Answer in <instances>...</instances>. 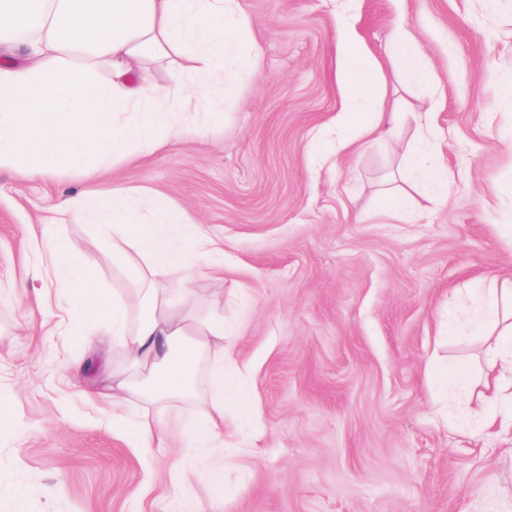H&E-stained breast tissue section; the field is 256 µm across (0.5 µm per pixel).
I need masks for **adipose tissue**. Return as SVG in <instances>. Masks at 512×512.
Returning a JSON list of instances; mask_svg holds the SVG:
<instances>
[{
    "label": "adipose tissue",
    "instance_id": "ef3b65f1",
    "mask_svg": "<svg viewBox=\"0 0 512 512\" xmlns=\"http://www.w3.org/2000/svg\"><path fill=\"white\" fill-rule=\"evenodd\" d=\"M250 29L238 0H0V53L25 47L21 62L0 64V169L43 176L81 168L92 154L120 159L183 140L196 115L213 114L222 104L200 100L193 78L230 93L235 70L256 67ZM339 44L353 105L366 96L363 78L376 68L351 39L340 37ZM176 56L188 64L172 70L167 83L148 79L149 61ZM133 198L127 188L96 190L63 200L56 212L60 222L81 218L98 235L118 228L112 261L137 283L138 310L124 297L90 289L92 257L59 245L50 228L45 239L53 272L68 305L102 321L125 354L126 371L92 396L135 429L143 447H166L168 433L141 416V408L194 393V368L207 362L206 391L185 424L187 446L203 447L224 432L225 399L240 402L244 392L224 370L234 346L226 340L223 313L214 306L194 316L182 305L187 285L220 274L224 256L202 225L162 206L156 209L161 230L140 229ZM482 300L489 315L471 327L489 343V369L470 412L490 426L495 419L487 410L512 380V279L487 283Z\"/></svg>",
    "mask_w": 512,
    "mask_h": 512
}]
</instances>
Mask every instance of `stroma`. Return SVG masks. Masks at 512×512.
Here are the masks:
<instances>
[{"label":"stroma","mask_w":512,"mask_h":512,"mask_svg":"<svg viewBox=\"0 0 512 512\" xmlns=\"http://www.w3.org/2000/svg\"><path fill=\"white\" fill-rule=\"evenodd\" d=\"M259 65L208 133L107 162L93 174L0 170V512H512V428L480 429L450 381L481 281L512 276V0H240ZM413 33L428 75L388 45ZM381 65L364 124L393 135L318 151L345 118L338 35ZM431 112V143L419 114ZM99 186L138 188L202 224L253 419L224 427V493L209 449L188 456L186 406L166 405L153 454L90 405L112 339L58 327L35 240L56 204ZM194 466L173 490L176 468Z\"/></svg>","instance_id":"1"}]
</instances>
